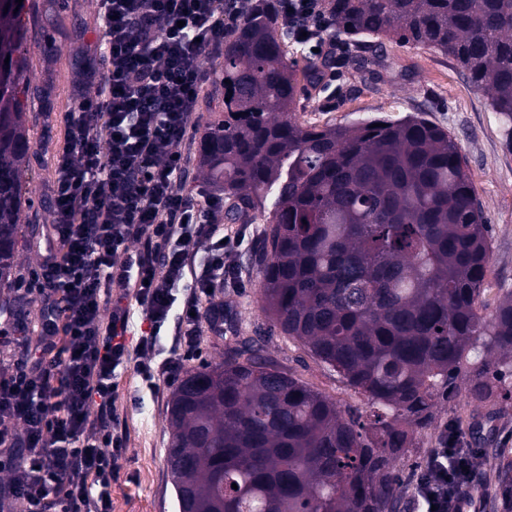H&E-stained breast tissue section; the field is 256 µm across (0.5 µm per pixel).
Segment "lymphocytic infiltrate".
<instances>
[{
    "mask_svg": "<svg viewBox=\"0 0 512 512\" xmlns=\"http://www.w3.org/2000/svg\"><path fill=\"white\" fill-rule=\"evenodd\" d=\"M294 42L324 48L320 0H281ZM104 73L87 68L50 187L55 207L38 264L16 283L40 301L33 336L0 375V512H112L109 489L125 436L116 368L138 351L145 381L179 379L200 334L198 311L218 288L245 285L246 225L210 220L224 198L184 195L178 152L196 125L207 58L224 50L235 17L224 0H101ZM135 295L145 324L127 335ZM180 348L149 358L174 306ZM469 483L435 449L419 480L421 512H464Z\"/></svg>",
    "mask_w": 512,
    "mask_h": 512,
    "instance_id": "lymphocytic-infiltrate-1",
    "label": "lymphocytic infiltrate"
}]
</instances>
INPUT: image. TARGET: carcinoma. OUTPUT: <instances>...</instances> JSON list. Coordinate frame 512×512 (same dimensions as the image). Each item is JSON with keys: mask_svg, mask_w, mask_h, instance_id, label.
Segmentation results:
<instances>
[{"mask_svg": "<svg viewBox=\"0 0 512 512\" xmlns=\"http://www.w3.org/2000/svg\"><path fill=\"white\" fill-rule=\"evenodd\" d=\"M226 7L239 15L219 67L228 102L202 144L203 177L228 200L225 223L267 224L250 263L272 326L366 403L340 409L263 337H235L224 360L188 369L168 403L179 512H404L398 464L438 403L464 391L496 415L512 398V290L481 313L490 224L447 130L419 114L300 123L279 0ZM327 11L335 36L452 59L489 94L512 152V0H328ZM23 44V28H0V288L30 154ZM492 453L499 512H512V457Z\"/></svg>", "mask_w": 512, "mask_h": 512, "instance_id": "obj_1", "label": "carcinoma"}]
</instances>
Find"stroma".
I'll return each mask as SVG.
<instances>
[{
	"label": "stroma",
	"instance_id": "obj_1",
	"mask_svg": "<svg viewBox=\"0 0 512 512\" xmlns=\"http://www.w3.org/2000/svg\"><path fill=\"white\" fill-rule=\"evenodd\" d=\"M24 33L35 50L29 57L30 99L25 125L31 141L30 168L24 176L27 200L22 217L29 231L19 235L14 275L34 267L43 248L54 207L49 194L55 178L56 158L67 134V116L75 108V94L88 51L100 41L99 0H23ZM344 40L336 42V78L319 94L301 97L295 116L299 122L348 124L382 117L400 120L417 112L450 131L462 147L467 170L492 232V252L484 282L482 305L491 314L507 290L512 289V152L504 145V132L488 106L485 93L472 88L448 57L432 49L384 41L370 50L372 70L360 69L346 57ZM224 105L216 85L204 86L198 98L197 129L179 149L188 156L185 192L202 189L199 178L201 144L210 123ZM263 225L250 227L239 249L245 287L216 292L214 303L224 310L223 334L203 323L200 360L222 359L227 337L240 334L265 337L273 356L304 383L334 398L340 406L362 403L363 398L335 372L319 363L296 341L271 331L260 308L261 277L247 265L249 251L261 237ZM117 408L127 420L128 442L122 468L111 488L112 512H177L175 493L167 474L164 452L168 446L167 404L173 385L159 383L156 392L142 389L134 362L116 371ZM484 409L458 396L440 406L432 427L418 435L414 448L400 467L406 484L416 485L426 462L438 447L442 432L453 433L457 447L474 451L486 488L472 489L474 512H494L492 487L495 463L485 457L484 445L471 434Z\"/></svg>",
	"mask_w": 512,
	"mask_h": 512
}]
</instances>
